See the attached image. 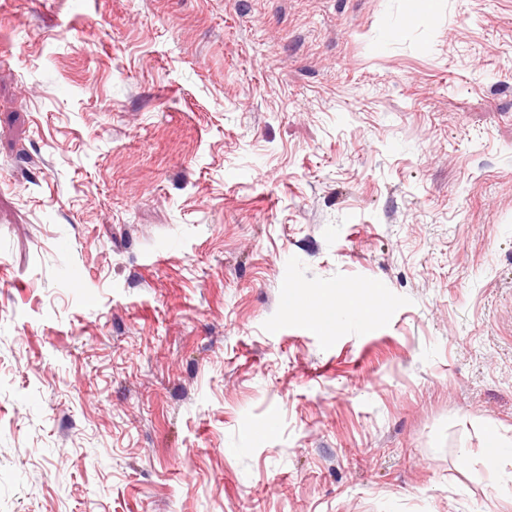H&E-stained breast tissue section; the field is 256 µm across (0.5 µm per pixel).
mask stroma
Instances as JSON below:
<instances>
[{"instance_id": "obj_1", "label": "stroma", "mask_w": 512, "mask_h": 512, "mask_svg": "<svg viewBox=\"0 0 512 512\" xmlns=\"http://www.w3.org/2000/svg\"><path fill=\"white\" fill-rule=\"evenodd\" d=\"M407 8L0 0V512H512V0Z\"/></svg>"}]
</instances>
